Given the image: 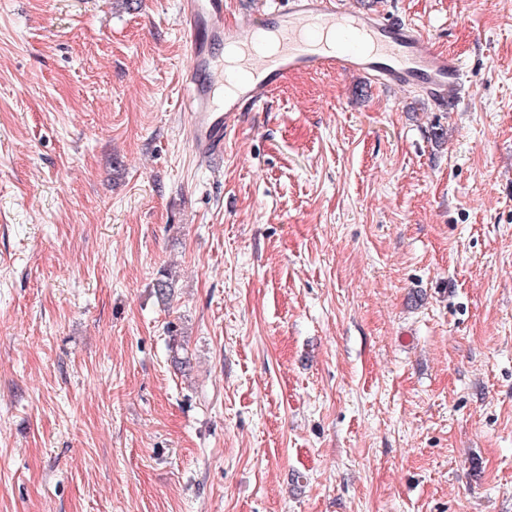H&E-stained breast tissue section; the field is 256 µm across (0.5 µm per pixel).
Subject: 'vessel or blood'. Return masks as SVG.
<instances>
[{
  "label": "vessel or blood",
  "instance_id": "1",
  "mask_svg": "<svg viewBox=\"0 0 512 512\" xmlns=\"http://www.w3.org/2000/svg\"><path fill=\"white\" fill-rule=\"evenodd\" d=\"M190 66L187 139L199 160L222 156L224 139L239 113L260 108L283 79L309 73L328 77L368 74L389 87L416 88L444 109L465 87V67L454 55L436 51L417 25L370 14L343 12L337 0H286L261 20L224 23V0H182ZM275 32L272 56L257 59L254 48ZM221 42L243 51L251 77L224 78L223 101H215L213 77L224 65L210 51Z\"/></svg>",
  "mask_w": 512,
  "mask_h": 512
}]
</instances>
